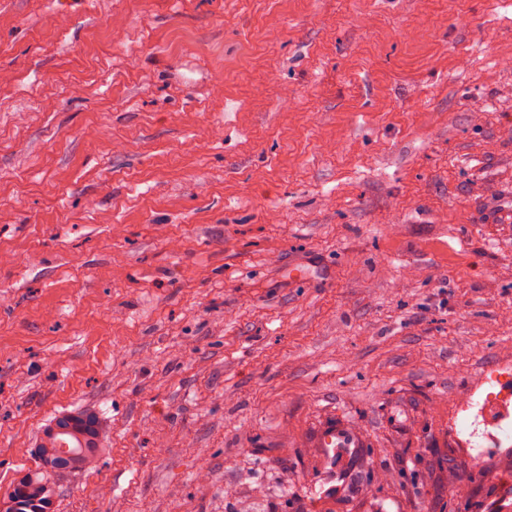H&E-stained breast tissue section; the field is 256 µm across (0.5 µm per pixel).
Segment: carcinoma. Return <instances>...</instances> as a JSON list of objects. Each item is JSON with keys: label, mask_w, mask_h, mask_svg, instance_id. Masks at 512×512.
Here are the masks:
<instances>
[{"label": "carcinoma", "mask_w": 512, "mask_h": 512, "mask_svg": "<svg viewBox=\"0 0 512 512\" xmlns=\"http://www.w3.org/2000/svg\"><path fill=\"white\" fill-rule=\"evenodd\" d=\"M104 437L100 421L85 411L50 421L35 441V471L0 496V512H50L55 495L50 477L61 470L80 472L94 466Z\"/></svg>", "instance_id": "1"}]
</instances>
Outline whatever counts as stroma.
<instances>
[{"label": "stroma", "instance_id": "stroma-1", "mask_svg": "<svg viewBox=\"0 0 512 512\" xmlns=\"http://www.w3.org/2000/svg\"><path fill=\"white\" fill-rule=\"evenodd\" d=\"M508 363L512 0H0V493L85 410L53 512H474ZM483 384L485 390L481 395L472 394L460 405L463 412L460 441L478 463L489 455L512 454V368L487 378ZM490 408L500 413L497 420L485 416ZM363 431H350L343 428H336V424L320 431L315 439L313 446L316 448H333L336 454V448H347L345 469L339 476L340 484L330 487L327 491L332 494L354 493L356 488L353 482L346 481L354 470L355 459L359 448H364L366 444L363 441Z\"/></svg>", "mask_w": 512, "mask_h": 512}]
</instances>
